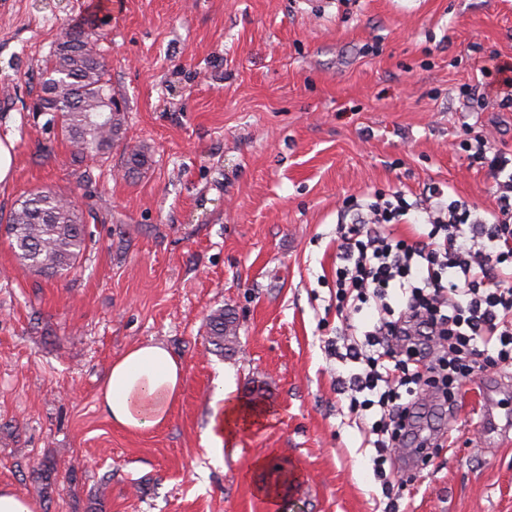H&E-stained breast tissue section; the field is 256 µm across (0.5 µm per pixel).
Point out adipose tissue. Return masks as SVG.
Listing matches in <instances>:
<instances>
[{"label":"adipose tissue","mask_w":512,"mask_h":512,"mask_svg":"<svg viewBox=\"0 0 512 512\" xmlns=\"http://www.w3.org/2000/svg\"><path fill=\"white\" fill-rule=\"evenodd\" d=\"M182 381V367L165 347L142 344L112 363L101 389V407L123 429L148 431L167 423ZM212 408L205 438L217 451L232 447L243 430L261 420L253 405L237 398L234 385L227 381L218 384Z\"/></svg>","instance_id":"adipose-tissue-1"}]
</instances>
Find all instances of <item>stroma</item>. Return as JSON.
<instances>
[{
    "instance_id": "1",
    "label": "stroma",
    "mask_w": 512,
    "mask_h": 512,
    "mask_svg": "<svg viewBox=\"0 0 512 512\" xmlns=\"http://www.w3.org/2000/svg\"><path fill=\"white\" fill-rule=\"evenodd\" d=\"M91 18L126 132L78 163L31 104L42 59ZM500 67L512 0H0V138L15 152L0 225L45 188L87 225L61 279L23 269L0 240V485L39 512H512V441L485 448L476 393L439 420L449 436L427 460L388 452L382 480L365 442L377 413H350L352 365L332 353L349 199L424 198L392 227L405 240L449 198L496 209L462 143L512 153ZM471 86L484 102L463 97ZM133 147L150 161L130 173ZM435 184L451 197H427ZM220 308L237 320L221 354L206 336ZM147 342L183 383L168 422L136 434L99 393L113 360ZM223 379L266 419L218 455L204 432Z\"/></svg>"
}]
</instances>
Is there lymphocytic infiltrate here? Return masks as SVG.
<instances>
[{
    "mask_svg": "<svg viewBox=\"0 0 512 512\" xmlns=\"http://www.w3.org/2000/svg\"><path fill=\"white\" fill-rule=\"evenodd\" d=\"M473 156L497 193L487 218L452 198L415 240H396L384 225L419 208L399 196L369 204L339 227L336 298L376 313L351 326L362 339L346 349L362 366L348 378L350 410L380 413L370 428L373 447L412 436L425 417L423 388H439L442 405L452 406L456 386L512 367V154L479 139Z\"/></svg>",
    "mask_w": 512,
    "mask_h": 512,
    "instance_id": "obj_1",
    "label": "lymphocytic infiltrate"
}]
</instances>
